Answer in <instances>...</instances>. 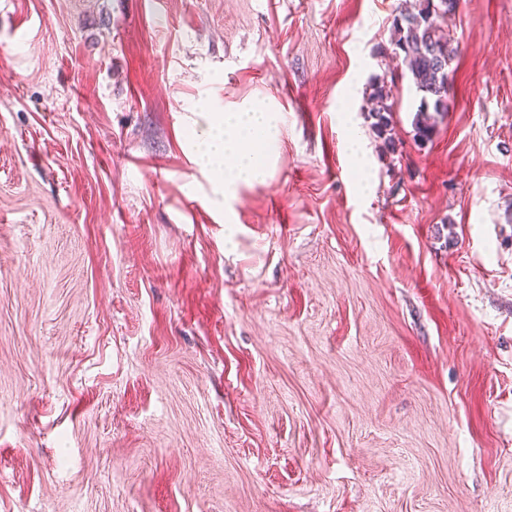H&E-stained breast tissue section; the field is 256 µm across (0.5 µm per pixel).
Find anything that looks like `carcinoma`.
<instances>
[{"mask_svg":"<svg viewBox=\"0 0 512 512\" xmlns=\"http://www.w3.org/2000/svg\"><path fill=\"white\" fill-rule=\"evenodd\" d=\"M457 0H418L414 7H399L393 20V53L402 57L415 89L419 105L413 118L414 139L431 141L438 120L448 115L451 88L444 80L453 77L450 65L458 52L448 12L455 11ZM387 82L374 84L371 97L376 101L369 111L373 127L382 136L391 131L394 103Z\"/></svg>","mask_w":512,"mask_h":512,"instance_id":"1","label":"carcinoma"}]
</instances>
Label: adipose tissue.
Listing matches in <instances>:
<instances>
[{"instance_id":"ef3b65f1","label":"adipose tissue","mask_w":512,"mask_h":512,"mask_svg":"<svg viewBox=\"0 0 512 512\" xmlns=\"http://www.w3.org/2000/svg\"><path fill=\"white\" fill-rule=\"evenodd\" d=\"M277 122V113L254 106L207 120L195 131L197 160L211 173L217 190L225 197H235L241 187L266 181L269 167L257 146L259 141L274 139Z\"/></svg>"}]
</instances>
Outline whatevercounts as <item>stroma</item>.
Here are the masks:
<instances>
[{"label": "stroma", "instance_id": "1", "mask_svg": "<svg viewBox=\"0 0 512 512\" xmlns=\"http://www.w3.org/2000/svg\"><path fill=\"white\" fill-rule=\"evenodd\" d=\"M397 5L0 0V512H512V0L423 145ZM373 92L371 97L376 101L375 107L369 111L371 118L376 121L372 126L376 129L379 136H383L391 131L392 112H394V101L388 103L390 99L391 87L387 82L373 84ZM277 112L254 106L240 112H225L222 117L207 119L194 132L193 145L198 162L207 169L224 198H234L241 187L264 183L269 166L257 151L259 139L267 145L274 139ZM231 158L232 163L226 164Z\"/></svg>", "mask_w": 512, "mask_h": 512}]
</instances>
